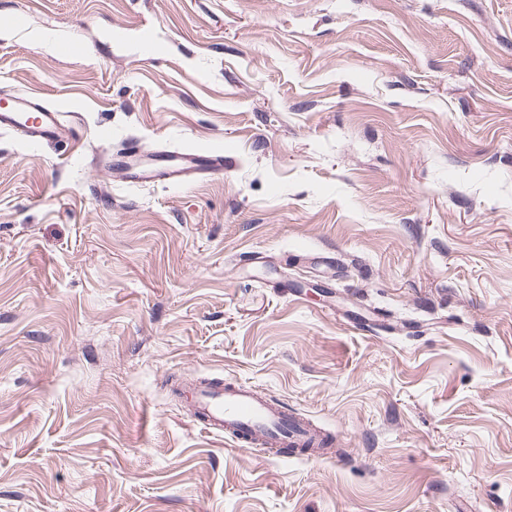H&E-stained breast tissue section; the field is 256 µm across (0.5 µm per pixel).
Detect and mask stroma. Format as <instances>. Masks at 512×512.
<instances>
[{"label": "stroma", "instance_id": "stroma-1", "mask_svg": "<svg viewBox=\"0 0 512 512\" xmlns=\"http://www.w3.org/2000/svg\"><path fill=\"white\" fill-rule=\"evenodd\" d=\"M29 94L83 137L0 130V512H512V0H0ZM129 138L224 173L125 182ZM193 414L209 433L225 435L246 448H329L327 435L310 420H299L288 407L256 387L222 379L196 386Z\"/></svg>", "mask_w": 512, "mask_h": 512}]
</instances>
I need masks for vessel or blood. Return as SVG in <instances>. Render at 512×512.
Returning <instances> with one entry per match:
<instances>
[{
    "instance_id": "1",
    "label": "vessel or blood",
    "mask_w": 512,
    "mask_h": 512,
    "mask_svg": "<svg viewBox=\"0 0 512 512\" xmlns=\"http://www.w3.org/2000/svg\"><path fill=\"white\" fill-rule=\"evenodd\" d=\"M0 129L16 130L29 139L50 143L73 142L82 135L78 124L65 122L60 113L34 97L15 98L9 108L0 109ZM114 164L130 183H186L224 172L223 155L149 154L136 139L122 143ZM191 406L204 429L231 437L242 447L316 451L329 445L322 429L289 413L283 403L248 384L216 380L194 387Z\"/></svg>"
}]
</instances>
